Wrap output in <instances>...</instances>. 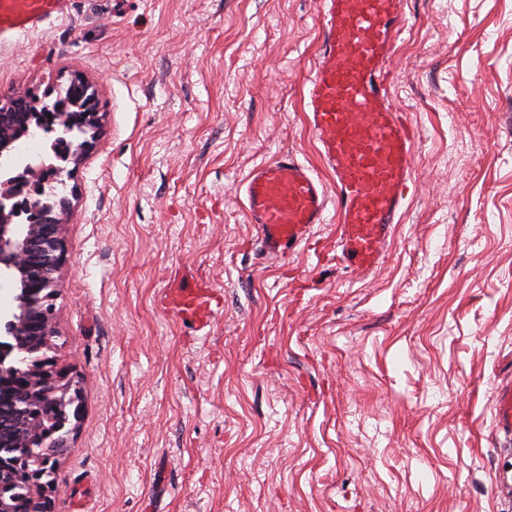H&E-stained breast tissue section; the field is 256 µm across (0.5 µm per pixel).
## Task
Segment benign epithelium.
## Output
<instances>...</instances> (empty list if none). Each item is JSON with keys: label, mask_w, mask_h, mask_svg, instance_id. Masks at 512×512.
<instances>
[{"label": "benign epithelium", "mask_w": 512, "mask_h": 512, "mask_svg": "<svg viewBox=\"0 0 512 512\" xmlns=\"http://www.w3.org/2000/svg\"><path fill=\"white\" fill-rule=\"evenodd\" d=\"M37 130L48 133L99 128V109L84 105L71 110L61 97L36 101ZM47 168L31 166L28 178L0 184V279L15 285L23 308L0 311V379L9 381L14 408L28 420V432L18 434L11 450L0 452V512H52L47 492L55 482L41 468L47 449L66 447L64 437L80 414L69 395L72 381L48 356L55 336V308L48 306L58 271L65 259L60 220L32 195L30 184L47 185Z\"/></svg>", "instance_id": "benign-epithelium-1"}]
</instances>
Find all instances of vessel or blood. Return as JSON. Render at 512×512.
I'll return each mask as SVG.
<instances>
[{
    "label": "vessel or blood",
    "mask_w": 512,
    "mask_h": 512,
    "mask_svg": "<svg viewBox=\"0 0 512 512\" xmlns=\"http://www.w3.org/2000/svg\"><path fill=\"white\" fill-rule=\"evenodd\" d=\"M72 0H0V42L69 16ZM321 49L308 79V124L324 182L295 154L254 165L240 189L262 251L286 257L308 247L329 212L339 219L331 259L367 273L386 254L412 181L418 128L391 101L389 61L405 27L404 0H318ZM223 293L199 282L164 289L157 305L197 332H209ZM494 422L512 436V383L498 385Z\"/></svg>",
    "instance_id": "1"
}]
</instances>
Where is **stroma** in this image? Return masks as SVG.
Listing matches in <instances>:
<instances>
[{
	"mask_svg": "<svg viewBox=\"0 0 512 512\" xmlns=\"http://www.w3.org/2000/svg\"><path fill=\"white\" fill-rule=\"evenodd\" d=\"M316 0H74L0 45V98L80 75L104 115L70 207L52 354L81 413L53 512H512V0H405L392 98L410 204L364 277L265 257L239 192L318 166ZM224 293L209 336L169 281ZM494 422L496 430L512 436V383L497 386L495 392Z\"/></svg>",
	"mask_w": 512,
	"mask_h": 512,
	"instance_id": "obj_1",
	"label": "stroma"
}]
</instances>
